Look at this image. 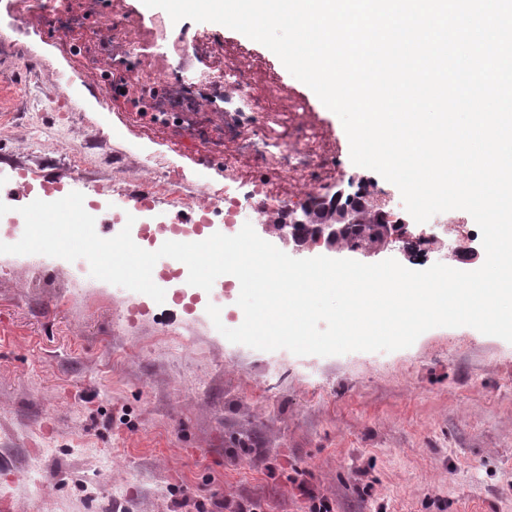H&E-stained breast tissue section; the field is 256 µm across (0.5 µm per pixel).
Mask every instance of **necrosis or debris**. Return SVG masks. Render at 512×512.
Returning a JSON list of instances; mask_svg holds the SVG:
<instances>
[{
  "instance_id": "necrosis-or-debris-1",
  "label": "necrosis or debris",
  "mask_w": 512,
  "mask_h": 512,
  "mask_svg": "<svg viewBox=\"0 0 512 512\" xmlns=\"http://www.w3.org/2000/svg\"><path fill=\"white\" fill-rule=\"evenodd\" d=\"M59 9L64 19L56 24L57 34L74 50L87 55L93 47H111L100 66L102 92L130 97L144 120L198 141L210 158L223 161L224 190L208 197L201 223L220 216L230 230L244 210L285 209L301 197L284 192L281 177L296 176L313 189L337 170L335 155L322 148L314 131L272 123L271 101L257 92L252 71L226 57L207 32L163 24L174 49L157 70L138 52L149 34L134 21L77 13L69 0H61ZM204 57L211 67L196 70ZM219 101L224 118L216 122L212 114Z\"/></svg>"
}]
</instances>
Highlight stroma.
Wrapping results in <instances>:
<instances>
[{
  "mask_svg": "<svg viewBox=\"0 0 512 512\" xmlns=\"http://www.w3.org/2000/svg\"><path fill=\"white\" fill-rule=\"evenodd\" d=\"M226 55L274 78L277 113L316 131L344 176L340 119L266 46L211 23ZM0 201L28 204L45 184L81 192L144 226L183 223L166 197L130 211L152 170L183 174L204 200L224 171L199 143L132 102L102 100L50 24L0 0ZM238 327L224 284L164 303L96 279L86 260L0 254V512H512V343L437 327L393 352L321 357L229 342L208 305ZM187 345L173 350L169 337Z\"/></svg>",
  "mask_w": 512,
  "mask_h": 512,
  "instance_id": "stroma-1",
  "label": "stroma"
}]
</instances>
